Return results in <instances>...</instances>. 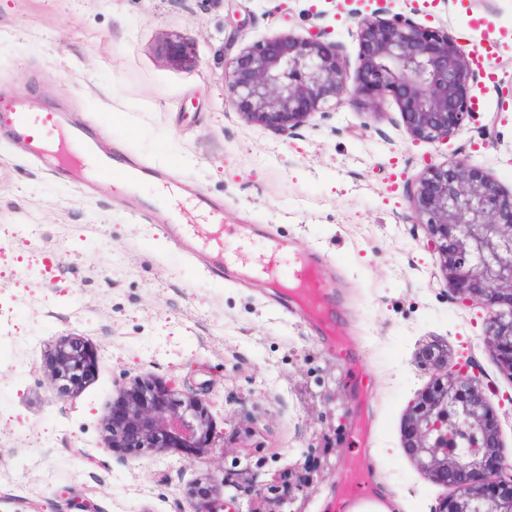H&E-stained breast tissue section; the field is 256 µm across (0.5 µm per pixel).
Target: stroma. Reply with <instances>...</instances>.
Returning a JSON list of instances; mask_svg holds the SVG:
<instances>
[{
    "label": "stroma",
    "instance_id": "obj_1",
    "mask_svg": "<svg viewBox=\"0 0 512 512\" xmlns=\"http://www.w3.org/2000/svg\"><path fill=\"white\" fill-rule=\"evenodd\" d=\"M382 10L447 29L467 52L493 48L460 134L413 142L389 98L372 112L315 113L288 134L237 111L225 63L244 47L322 30L353 77L357 23ZM168 33L193 43L195 67L156 54ZM16 100L65 112L105 148L189 183L225 223L260 225L232 255L260 259L272 238L321 254L358 353L351 366L333 356L265 284L212 278L170 236L167 209H152L156 179L88 189L0 138V337L11 344L0 354V512H35L67 488L100 512H190L201 489L240 512H274L248 492L252 478L283 479L330 444L296 503L324 512L360 413L385 512H435L452 490L403 443L408 410L432 380L418 361L431 346L480 381L512 458V380L485 342L493 310L456 301L409 202L426 165L446 161L512 192V0H0V103ZM64 336L92 358L65 393L52 374ZM354 370L369 378L358 409ZM136 379L203 399V458L111 448L112 405ZM228 471L239 493L225 488Z\"/></svg>",
    "mask_w": 512,
    "mask_h": 512
}]
</instances>
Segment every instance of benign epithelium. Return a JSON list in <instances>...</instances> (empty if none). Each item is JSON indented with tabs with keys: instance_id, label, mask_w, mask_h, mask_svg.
<instances>
[{
	"instance_id": "benign-epithelium-1",
	"label": "benign epithelium",
	"mask_w": 512,
	"mask_h": 512,
	"mask_svg": "<svg viewBox=\"0 0 512 512\" xmlns=\"http://www.w3.org/2000/svg\"><path fill=\"white\" fill-rule=\"evenodd\" d=\"M359 68L354 86L338 46L318 31L256 41L225 64V82L238 112L255 124L288 132L316 112L349 103L372 109L392 98L410 137L444 141L456 136L472 114L473 59L444 29L423 26L402 13L358 22ZM157 52L192 68L198 59L178 34L163 38ZM427 246L438 254L447 283L461 303L481 302L498 310L485 340L501 372L512 379V193L506 195L486 172L464 161L431 164L409 196ZM89 353L65 336L55 348L53 377L64 390L80 384ZM419 361L433 371L404 428V448L435 481L453 488L438 512H512V460L501 455L497 420L479 383L450 367L448 351L429 349ZM474 440L478 452L448 450V420ZM210 425L198 395L149 381H136L112 408L110 445L140 452L207 448ZM307 459L288 482L255 485L274 494L277 507L291 505L314 481Z\"/></svg>"
}]
</instances>
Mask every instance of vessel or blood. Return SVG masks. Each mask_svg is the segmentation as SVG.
Wrapping results in <instances>:
<instances>
[{
    "mask_svg": "<svg viewBox=\"0 0 512 512\" xmlns=\"http://www.w3.org/2000/svg\"><path fill=\"white\" fill-rule=\"evenodd\" d=\"M0 133L14 143L23 145L49 171L65 166L89 177L103 178L122 166L121 160L103 150L86 128L71 125L63 113L51 109L10 104L0 110ZM195 205L213 216V222L206 225L204 234L182 230L177 224L171 225L170 232L182 236L185 248L207 255L208 270L214 279L233 281L243 277L261 278L269 286L278 285L279 256L285 249L283 242H270L263 264L231 265L229 239L254 235L255 226L224 225L220 211L214 210L210 200L203 195H196ZM288 279L294 289V303L303 319L317 330L335 356L349 359L353 345L339 335L336 316L330 306L331 285L323 277L316 255L311 252L292 254L288 261ZM368 438L365 427L358 425L350 431L355 459L338 477L340 497L333 505L335 512H351L354 506L375 497V464L365 451Z\"/></svg>",
    "mask_w": 512,
    "mask_h": 512,
    "instance_id": "obj_1",
    "label": "vessel or blood"
}]
</instances>
